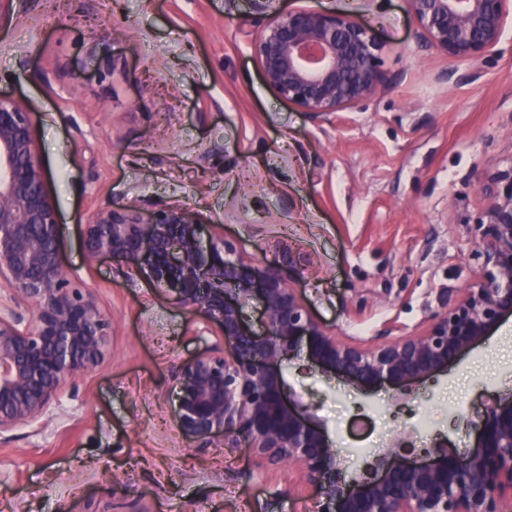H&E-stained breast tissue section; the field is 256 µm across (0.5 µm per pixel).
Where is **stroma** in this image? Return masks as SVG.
<instances>
[{"label":"stroma","mask_w":512,"mask_h":512,"mask_svg":"<svg viewBox=\"0 0 512 512\" xmlns=\"http://www.w3.org/2000/svg\"><path fill=\"white\" fill-rule=\"evenodd\" d=\"M275 6L358 14L397 83L311 118L265 83L251 0H9L0 13V93L32 108L62 263L111 322L102 363L51 418L0 435V512H303L291 469L261 473L247 448L177 427L175 373L205 344L195 314L124 263H87L84 227L109 202L192 210L366 345L423 331L474 278L473 171L512 156V23L497 62L452 84L443 74L469 63L421 48L405 0ZM283 375L347 458L403 432L462 452L473 435L458 407L512 398V318L404 394L363 396L302 354Z\"/></svg>","instance_id":"35a3bbf8"}]
</instances>
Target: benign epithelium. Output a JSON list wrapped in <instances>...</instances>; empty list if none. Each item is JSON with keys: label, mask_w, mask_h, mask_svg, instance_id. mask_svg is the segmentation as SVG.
<instances>
[{"label": "benign epithelium", "mask_w": 512, "mask_h": 512, "mask_svg": "<svg viewBox=\"0 0 512 512\" xmlns=\"http://www.w3.org/2000/svg\"><path fill=\"white\" fill-rule=\"evenodd\" d=\"M253 57L266 84L317 119L396 83L381 67L385 43L354 13L278 10L253 0ZM421 46L483 67L502 54L512 0H406ZM482 206L466 227L478 273L418 334L363 345L317 321L280 268L245 259L179 204L143 218L134 201L100 207L85 227L88 263L110 256L200 317L218 336L176 372L175 420L196 439L245 444L261 471L288 464L312 491L305 512H512V401L470 422L465 453L448 445L420 460L398 436L348 467L310 407L284 395L282 362L301 351L363 388L398 390L448 371L512 317V158L476 170ZM60 223L34 145L31 111L0 95V435L52 413L61 389L103 358L110 321L88 288H74L59 252ZM261 310L262 331L245 309Z\"/></svg>", "instance_id": "1"}]
</instances>
